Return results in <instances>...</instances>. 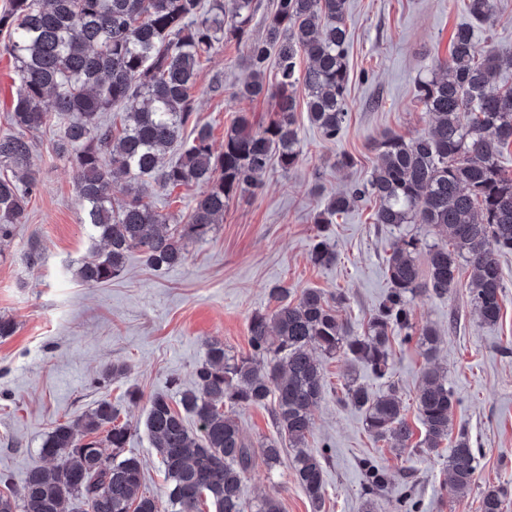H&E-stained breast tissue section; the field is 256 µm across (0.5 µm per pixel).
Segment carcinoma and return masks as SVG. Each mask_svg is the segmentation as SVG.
Instances as JSON below:
<instances>
[{"label":"carcinoma","mask_w":512,"mask_h":512,"mask_svg":"<svg viewBox=\"0 0 512 512\" xmlns=\"http://www.w3.org/2000/svg\"><path fill=\"white\" fill-rule=\"evenodd\" d=\"M273 6L265 35L255 39L260 0H9L0 33L8 36L19 85L5 116L8 129L0 133V240L26 218L38 187L27 133L47 125L56 128L62 150L75 147L70 157L83 223L104 244L80 262L77 275L96 284L118 276L134 248L153 268L182 264L187 244L209 235L237 193L260 188L272 161L284 171L296 167L302 156L293 119L298 86L305 89L310 122L324 139L336 140L348 117L347 0H274ZM467 9L482 24L492 0H467ZM226 35L249 47L251 79L239 96L273 98L275 118L238 116L216 153L210 131L195 124L193 90L202 59ZM270 67L276 71L271 85L265 81ZM444 68V76L417 86L431 129L410 140L384 136L370 179L329 197L317 216V223L330 224L373 198V223L390 229L425 224L439 236L394 239L386 259L389 291L363 332L353 333L339 318L343 294L309 288L295 300L277 285L269 289L276 307L249 321L250 353L232 354L223 341L210 339L192 387L179 391L183 412L166 394L149 399L145 425L167 476L166 500L142 491L138 458L115 460L131 429L116 423L115 408L104 400L81 420L88 440L69 425L53 428L41 448L52 464L30 471L20 495L1 492L0 512H202L208 502L214 512H281L274 496L247 503L242 484L256 461L271 467L284 448L292 449L296 480L320 512L326 457L308 447L311 408L324 391L319 356L342 353L383 376L391 341L400 334L417 338L429 362L417 396L423 451L437 453L451 443L449 492L468 494L479 458L465 431L453 433L455 395L435 365L440 335L416 326L410 304L421 291L448 294L464 261L473 271L468 288L478 319L494 325L500 318L504 284L494 253L512 252V176L499 165L512 146V86L499 84L498 76L512 68V52L480 46L474 29L464 26ZM118 105L127 112L116 133L101 113ZM189 125L194 136L186 140ZM172 149L178 158L169 163ZM114 170L128 178L117 191ZM191 182L204 191L179 220L143 199L147 184L174 189ZM336 260V250L318 236L310 261L329 266ZM346 399L363 411L373 439L410 447L412 431L395 389L374 395L351 381ZM268 402L279 437L256 444L244 435L235 408ZM102 429L110 457L89 439ZM365 471L370 493L385 488L384 471L369 464ZM505 497L501 488L484 489L480 512H503Z\"/></svg>","instance_id":"1"}]
</instances>
